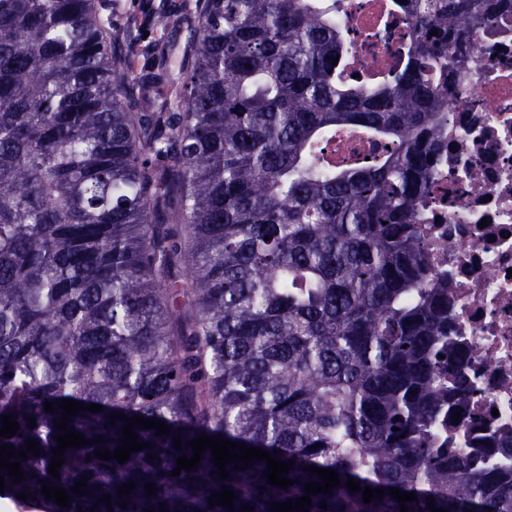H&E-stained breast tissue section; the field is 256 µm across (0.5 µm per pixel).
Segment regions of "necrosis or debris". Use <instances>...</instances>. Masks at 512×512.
Listing matches in <instances>:
<instances>
[{"mask_svg": "<svg viewBox=\"0 0 512 512\" xmlns=\"http://www.w3.org/2000/svg\"><path fill=\"white\" fill-rule=\"evenodd\" d=\"M351 67L370 73L411 39L406 16L381 0H344ZM471 51L448 74V144L435 168L443 194L426 218L434 278L448 284V333L473 350L470 409L486 432L512 431V0L471 26Z\"/></svg>", "mask_w": 512, "mask_h": 512, "instance_id": "obj_1", "label": "necrosis or debris"}]
</instances>
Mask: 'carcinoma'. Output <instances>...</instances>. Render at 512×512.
Segmentation results:
<instances>
[{
	"label": "carcinoma",
	"instance_id": "obj_1",
	"mask_svg": "<svg viewBox=\"0 0 512 512\" xmlns=\"http://www.w3.org/2000/svg\"><path fill=\"white\" fill-rule=\"evenodd\" d=\"M394 7L413 37L369 82L348 75L342 0H204L186 29L158 7L152 26L188 54L134 79L94 0H0V417L20 427L0 446L41 448L21 483L0 469L17 507L90 512L109 494L95 512H228L208 501L225 485L234 512H270L320 481L314 466L340 485L309 512H401L388 493L364 502L365 486L414 493L409 512H512V433L471 455L448 433L471 396L424 249L448 69L479 3ZM341 130L378 150L336 161ZM64 399L103 411L68 423L93 445L66 449L56 479L62 410L44 402ZM118 412L171 430L137 427L152 447L102 460ZM201 433L295 460L294 484H268L261 460L222 479L209 449L172 475ZM47 479L70 507L41 493Z\"/></svg>",
	"mask_w": 512,
	"mask_h": 512
}]
</instances>
